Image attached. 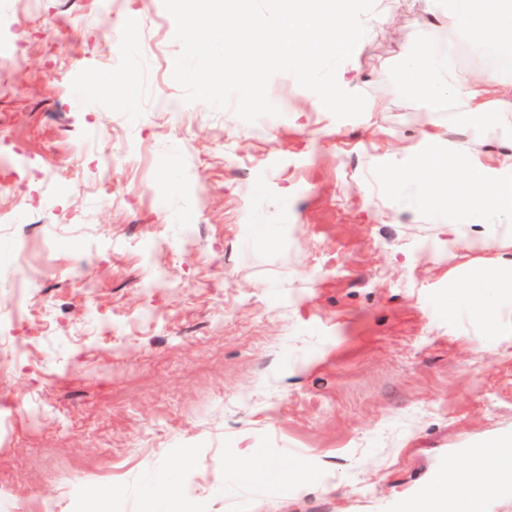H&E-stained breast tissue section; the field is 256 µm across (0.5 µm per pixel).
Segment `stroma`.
I'll return each mask as SVG.
<instances>
[{"label": "stroma", "mask_w": 512, "mask_h": 512, "mask_svg": "<svg viewBox=\"0 0 512 512\" xmlns=\"http://www.w3.org/2000/svg\"><path fill=\"white\" fill-rule=\"evenodd\" d=\"M384 3L336 74L383 111L335 118L279 73V116L249 124L184 102L162 0H0V159L20 146L50 175L0 195V493L75 512L97 484L113 512H165L145 496L169 479L211 512H404L512 436V290L470 280L498 251L448 248L486 218L392 183L444 164L397 37L464 72L488 49ZM101 78L134 79L130 102ZM436 118L456 167L512 176V112ZM252 454L295 483H238Z\"/></svg>", "instance_id": "35a3bbf8"}]
</instances>
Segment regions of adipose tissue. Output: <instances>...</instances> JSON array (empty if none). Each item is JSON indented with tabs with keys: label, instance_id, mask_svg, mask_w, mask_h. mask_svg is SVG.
<instances>
[{
	"label": "adipose tissue",
	"instance_id": "1",
	"mask_svg": "<svg viewBox=\"0 0 512 512\" xmlns=\"http://www.w3.org/2000/svg\"><path fill=\"white\" fill-rule=\"evenodd\" d=\"M428 15L444 14L448 28L466 38L485 44H497L512 31V0H423ZM401 85L411 91L427 90L440 98L449 108L464 106L468 114L489 110L512 112V76L495 69L477 73H459L450 54L420 50L411 44H401ZM411 177L438 186L451 182L454 192L449 204L466 202L469 209L482 211L499 207L512 210V180L491 183L485 167L472 164L456 177L432 165L411 170ZM512 446V438L500 440L498 448L482 446L469 455V483H460L453 468L437 475L431 491L414 500L409 512H461L469 508L476 512L478 505L491 497L501 484L503 467L499 451Z\"/></svg>",
	"mask_w": 512,
	"mask_h": 512
}]
</instances>
